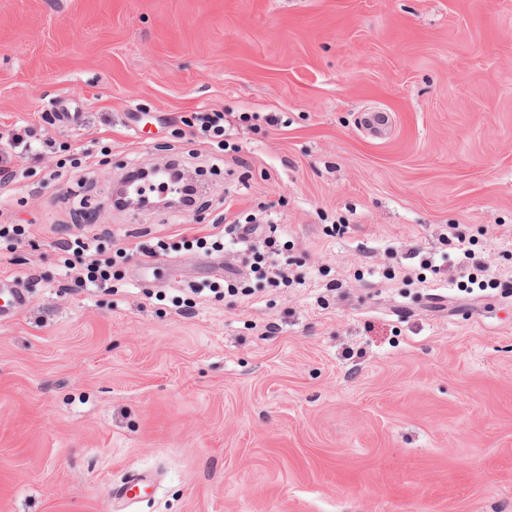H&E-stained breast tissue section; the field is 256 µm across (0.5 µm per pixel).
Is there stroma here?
I'll return each instance as SVG.
<instances>
[{"instance_id": "1", "label": "stroma", "mask_w": 512, "mask_h": 512, "mask_svg": "<svg viewBox=\"0 0 512 512\" xmlns=\"http://www.w3.org/2000/svg\"><path fill=\"white\" fill-rule=\"evenodd\" d=\"M212 109L238 154L181 136ZM24 130L54 148L0 188L28 293L0 321V512H125L141 469L139 512H512V0H0V133ZM167 161L194 210L112 208ZM258 211L293 285L176 306L248 277L186 241ZM79 224L123 239L113 291L61 265ZM152 482L153 478L149 472H130L121 482L113 486L114 498L119 502L132 505L143 498L136 495H140L145 488L152 486Z\"/></svg>"}]
</instances>
